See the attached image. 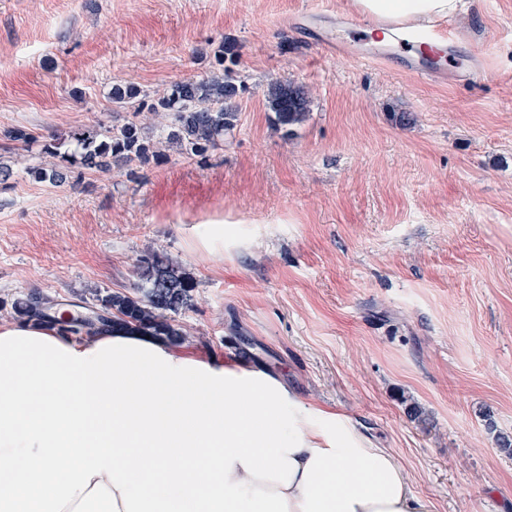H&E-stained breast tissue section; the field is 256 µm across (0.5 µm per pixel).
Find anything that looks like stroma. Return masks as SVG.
Masks as SVG:
<instances>
[{"label": "stroma", "instance_id": "obj_1", "mask_svg": "<svg viewBox=\"0 0 512 512\" xmlns=\"http://www.w3.org/2000/svg\"><path fill=\"white\" fill-rule=\"evenodd\" d=\"M309 2L0 0V325L16 298L129 291L141 256H167L196 283L175 352L346 415L431 512H512V0L445 21L448 69L478 60V83L414 81L389 38L324 55L355 11L323 0L294 29ZM225 42L247 90L222 149L164 144L59 187L25 173L50 135L131 118L113 82L162 93ZM274 78L311 96L288 136ZM18 127L33 141L6 143Z\"/></svg>", "mask_w": 512, "mask_h": 512}]
</instances>
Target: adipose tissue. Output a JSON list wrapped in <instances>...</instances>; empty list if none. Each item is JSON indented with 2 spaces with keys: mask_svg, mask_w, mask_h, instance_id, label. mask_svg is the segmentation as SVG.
Wrapping results in <instances>:
<instances>
[{
  "mask_svg": "<svg viewBox=\"0 0 512 512\" xmlns=\"http://www.w3.org/2000/svg\"><path fill=\"white\" fill-rule=\"evenodd\" d=\"M422 21L460 0H356ZM0 512H429L388 448L276 379L143 336L0 326Z\"/></svg>",
  "mask_w": 512,
  "mask_h": 512,
  "instance_id": "adipose-tissue-1",
  "label": "adipose tissue"
}]
</instances>
